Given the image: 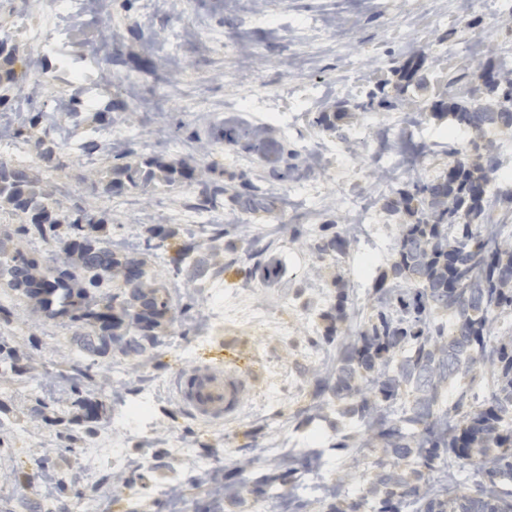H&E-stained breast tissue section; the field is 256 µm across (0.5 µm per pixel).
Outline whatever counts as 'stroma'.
<instances>
[{"label": "stroma", "instance_id": "1", "mask_svg": "<svg viewBox=\"0 0 512 512\" xmlns=\"http://www.w3.org/2000/svg\"><path fill=\"white\" fill-rule=\"evenodd\" d=\"M495 2L476 0L464 13L458 0H85L49 42L18 40L22 85L42 86L24 97L11 91L0 116L21 107L40 116L64 101L75 129L97 148L78 155L57 143L66 165L52 169L24 125L0 145V158L30 169L64 206L108 214L110 243H133L147 254L149 272L162 274L173 319L159 328L151 354L96 363L118 390L85 384L83 397L99 404L98 418L87 421L72 404L80 327L44 322L0 287V303L13 311L0 344L29 359L24 375H0V512H86L90 503L96 512H127L128 497L113 483L118 473L144 493L149 512H333L343 499L374 512L366 487L378 454L362 444V421L318 385L332 379L342 337L370 314L405 217L374 210L371 230L342 258L314 251L313 238L324 224L344 230L360 219L364 199L386 193L372 175L386 163L387 143L423 175L447 166L449 122L423 111L431 94L415 89L400 109L356 112L335 131L315 120L340 101L366 102L394 86L411 59H422L430 84L450 73L461 86H477L483 66L512 54V20ZM462 42L471 51L455 53ZM306 85L317 88L313 104L292 99L272 108L279 88ZM402 111L414 121L400 122ZM228 118L270 126L311 161L300 180L264 181L274 217L205 202L206 185H236L263 169L257 157L210 140ZM188 157L197 166L191 183L121 196L104 190L112 167ZM189 202L204 208L203 223H186ZM156 226L170 233L159 248L148 244ZM217 227L224 234L216 240ZM256 234L277 247L282 272L274 282L231 263ZM189 243L190 267L175 270L177 249ZM341 293L350 320L332 336L325 315ZM219 295L220 320L208 314ZM227 353L252 364L242 409L222 423L195 419L178 404L175 379ZM41 403L56 407L58 424L36 416ZM71 434L99 448L100 460L83 462L69 448ZM347 436L354 446L343 447ZM116 455L124 460L118 473ZM301 459L305 467L289 474ZM259 482L279 488V497L254 493Z\"/></svg>", "mask_w": 512, "mask_h": 512}]
</instances>
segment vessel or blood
<instances>
[{
	"mask_svg": "<svg viewBox=\"0 0 512 512\" xmlns=\"http://www.w3.org/2000/svg\"><path fill=\"white\" fill-rule=\"evenodd\" d=\"M245 373L241 361L235 358L201 363L180 372L176 398L198 419L233 418L247 395Z\"/></svg>",
	"mask_w": 512,
	"mask_h": 512,
	"instance_id": "b4317fda",
	"label": "vessel or blood"
}]
</instances>
